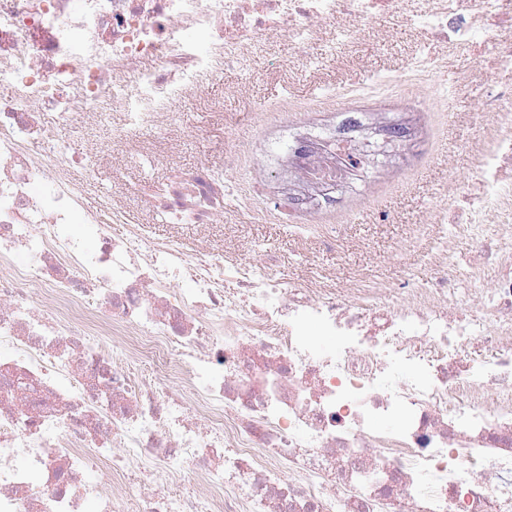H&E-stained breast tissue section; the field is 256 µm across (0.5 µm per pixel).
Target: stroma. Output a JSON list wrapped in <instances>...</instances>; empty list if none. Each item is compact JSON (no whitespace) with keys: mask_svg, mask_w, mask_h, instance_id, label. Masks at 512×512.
Wrapping results in <instances>:
<instances>
[{"mask_svg":"<svg viewBox=\"0 0 512 512\" xmlns=\"http://www.w3.org/2000/svg\"><path fill=\"white\" fill-rule=\"evenodd\" d=\"M423 41L421 34L393 22L361 23L351 43L325 66L316 67L320 47L308 58L281 61L278 49L257 63L254 75L225 70L208 88L206 102L180 101L171 116L167 142L152 129L126 136V116L101 112L86 123L62 128V143L76 139L94 146L84 179V198L94 204L117 199L131 223L147 225L150 234L172 237L193 250L200 233L230 257H268L274 272L304 284L326 277L335 288L353 281L382 280L391 286L420 282L430 275L428 251L446 231L430 223L450 176L474 182L468 145L479 133L471 116L475 100L470 88L397 84L396 78ZM344 86L356 98H325L324 87ZM450 95L453 109L437 111L434 100ZM364 113L368 123L392 120L411 123L417 138L391 151L369 175L348 173L345 193L317 209L319 223L336 228V243L315 245L298 230L272 216L298 181L268 165L264 149L306 125H336L346 113ZM151 152L166 148L163 166L131 164L130 148ZM209 165L226 174L234 189L266 178L269 194L261 201L268 216L226 213L199 230L193 224H161L153 220L141 188L161 183L177 170Z\"/></svg>","mask_w":512,"mask_h":512,"instance_id":"stroma-1","label":"stroma"}]
</instances>
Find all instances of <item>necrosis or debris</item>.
Instances as JSON below:
<instances>
[{"mask_svg": "<svg viewBox=\"0 0 512 512\" xmlns=\"http://www.w3.org/2000/svg\"><path fill=\"white\" fill-rule=\"evenodd\" d=\"M372 19L496 78L429 279L298 285L83 203L61 127L164 129L271 43ZM0 85V512H512V0H0ZM372 154L332 136L287 166L332 184ZM143 192L200 227L259 200L206 168Z\"/></svg>", "mask_w": 512, "mask_h": 512, "instance_id": "1", "label": "necrosis or debris"}]
</instances>
